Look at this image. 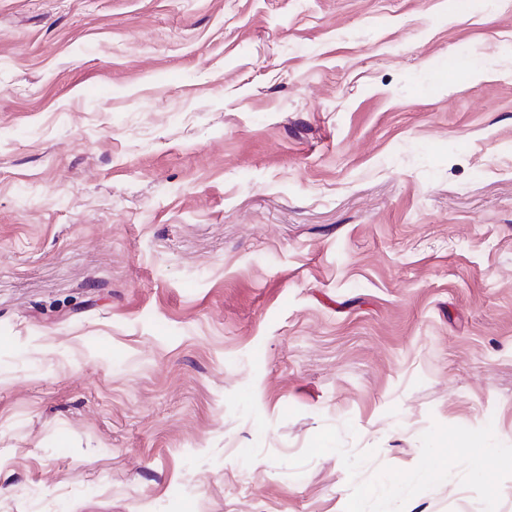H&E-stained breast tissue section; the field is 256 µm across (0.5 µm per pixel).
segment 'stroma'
Returning a JSON list of instances; mask_svg holds the SVG:
<instances>
[{"label": "stroma", "mask_w": 512, "mask_h": 512, "mask_svg": "<svg viewBox=\"0 0 512 512\" xmlns=\"http://www.w3.org/2000/svg\"><path fill=\"white\" fill-rule=\"evenodd\" d=\"M497 448L512 0H0V512H512Z\"/></svg>", "instance_id": "obj_1"}]
</instances>
